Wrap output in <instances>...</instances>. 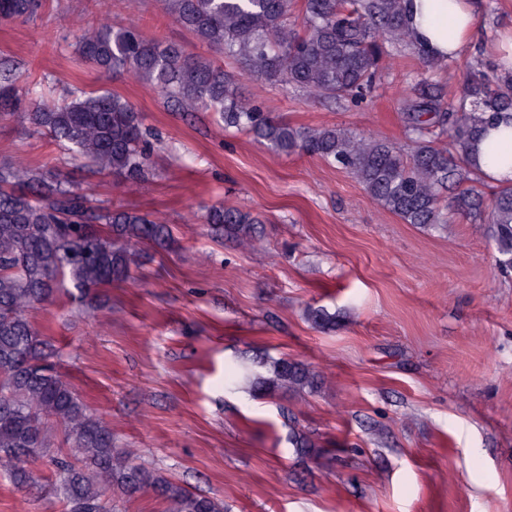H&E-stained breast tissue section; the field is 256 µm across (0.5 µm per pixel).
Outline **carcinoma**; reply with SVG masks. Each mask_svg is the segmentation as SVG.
Listing matches in <instances>:
<instances>
[{"instance_id": "obj_1", "label": "carcinoma", "mask_w": 512, "mask_h": 512, "mask_svg": "<svg viewBox=\"0 0 512 512\" xmlns=\"http://www.w3.org/2000/svg\"><path fill=\"white\" fill-rule=\"evenodd\" d=\"M402 2L302 0L299 28L288 23L293 0H168V8L256 81L357 100L372 89L383 42L414 46ZM48 7V0H0V17L35 19ZM76 48L83 62L152 85L181 112H214L224 129L245 131L275 153L300 152L348 173L406 224L432 227L459 215L483 226L496 266L512 271V185L486 198L470 154L503 113L512 115L511 73H468L458 100L420 80L405 115L412 142L406 153L385 138L340 126L296 127L263 112L245 102L236 82L210 59L149 39L132 23L112 24L107 11L97 27L79 34ZM0 112L25 113L37 132L99 174L134 180L149 167L141 115L117 93L77 90L62 105L30 109L7 71L0 74ZM206 223L238 248L263 246L261 221L247 211L213 206ZM169 238L159 218L95 207L52 170L0 167V466L12 471L16 484L34 486L29 466L52 465L66 512H112L110 491L127 498L151 491L165 512H226L223 501L129 463L130 449L115 446L112 429L61 378L48 340L25 317L55 297L66 277L85 291L126 282L136 248L162 247ZM306 318L317 329L336 330V314L324 307L308 309ZM325 383L322 372L286 357L234 367L233 384L254 393L301 396ZM56 430L63 448L55 447ZM291 443L300 456L318 447L307 434Z\"/></svg>"}]
</instances>
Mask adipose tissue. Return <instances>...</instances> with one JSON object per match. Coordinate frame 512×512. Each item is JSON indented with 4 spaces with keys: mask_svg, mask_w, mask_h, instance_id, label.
Instances as JSON below:
<instances>
[{
    "mask_svg": "<svg viewBox=\"0 0 512 512\" xmlns=\"http://www.w3.org/2000/svg\"><path fill=\"white\" fill-rule=\"evenodd\" d=\"M403 8L415 44L429 56L448 62L471 45L477 16L475 0H404ZM472 158L489 183H512V123L494 132L491 143H479Z\"/></svg>",
    "mask_w": 512,
    "mask_h": 512,
    "instance_id": "obj_1",
    "label": "adipose tissue"
}]
</instances>
